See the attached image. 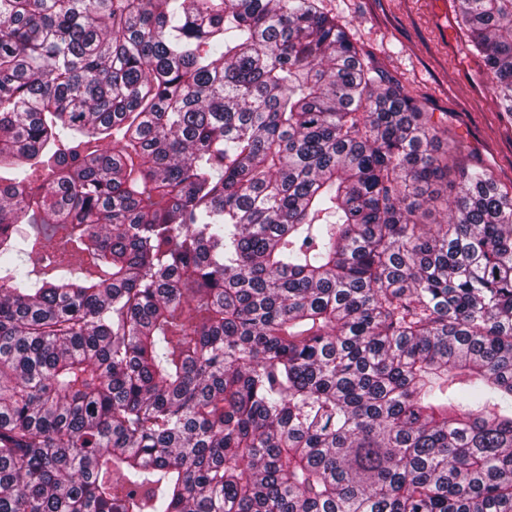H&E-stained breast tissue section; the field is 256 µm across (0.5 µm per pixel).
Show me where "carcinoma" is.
Returning <instances> with one entry per match:
<instances>
[{"instance_id":"cac0c4a2","label":"carcinoma","mask_w":512,"mask_h":512,"mask_svg":"<svg viewBox=\"0 0 512 512\" xmlns=\"http://www.w3.org/2000/svg\"><path fill=\"white\" fill-rule=\"evenodd\" d=\"M433 116L320 0H0V512H512V191L424 223Z\"/></svg>"}]
</instances>
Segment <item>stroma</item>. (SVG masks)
Segmentation results:
<instances>
[{
    "label": "stroma",
    "instance_id": "1",
    "mask_svg": "<svg viewBox=\"0 0 512 512\" xmlns=\"http://www.w3.org/2000/svg\"><path fill=\"white\" fill-rule=\"evenodd\" d=\"M322 7L362 57L442 120L456 142L449 174L482 167L512 188V117L499 109L492 76L461 52L459 0H322Z\"/></svg>",
    "mask_w": 512,
    "mask_h": 512
}]
</instances>
